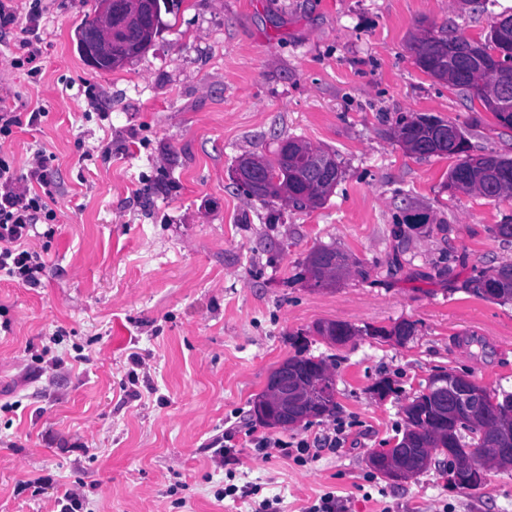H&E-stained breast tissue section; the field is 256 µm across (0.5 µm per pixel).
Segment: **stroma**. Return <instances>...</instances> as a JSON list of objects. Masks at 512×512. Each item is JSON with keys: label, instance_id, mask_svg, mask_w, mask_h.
I'll return each mask as SVG.
<instances>
[{"label": "stroma", "instance_id": "1", "mask_svg": "<svg viewBox=\"0 0 512 512\" xmlns=\"http://www.w3.org/2000/svg\"><path fill=\"white\" fill-rule=\"evenodd\" d=\"M94 2L46 0L35 81L7 63L19 25L0 28V98L46 112L7 150L20 168L52 153L62 191L54 236L33 243L43 287L0 276L14 321L0 330V512H59L78 484L89 512H255L264 499L303 512L330 491L343 512H512V468L472 490L443 466L395 482L368 462L437 373L512 393V302L473 289L512 263V239L492 232L512 199L448 189L451 159L410 156L392 136L400 117L433 114L474 153L512 158V129L410 50L424 29L485 40L512 0H184L110 72L77 50ZM291 137L342 170L321 207L266 204L232 181L239 157ZM414 214L424 223L407 224ZM319 246L362 275L313 287L304 262ZM403 320L415 325L403 344L362 333ZM325 321L361 333L333 344L314 331ZM56 332L65 365L51 385L34 357ZM301 350L334 373L336 407L267 426L256 401ZM339 423L341 448L318 445ZM227 431L238 461L220 467L208 444ZM259 437L309 439L313 455H263ZM22 459L44 479L38 496L17 490ZM230 484L258 492L216 501Z\"/></svg>", "mask_w": 512, "mask_h": 512}]
</instances>
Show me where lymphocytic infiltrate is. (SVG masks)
Listing matches in <instances>:
<instances>
[{
	"label": "lymphocytic infiltrate",
	"instance_id": "f902f5d3",
	"mask_svg": "<svg viewBox=\"0 0 512 512\" xmlns=\"http://www.w3.org/2000/svg\"><path fill=\"white\" fill-rule=\"evenodd\" d=\"M28 16L31 26L14 44L11 65L35 78L42 72L43 40L33 27L43 16L42 0H32ZM43 115L39 107L25 114L15 112L0 99V272L26 288L41 287L46 273V262L32 242L55 233L57 212L49 200L56 171L52 156L38 150L29 159L27 171L19 172L13 156L1 147L12 143L17 129L39 125Z\"/></svg>",
	"mask_w": 512,
	"mask_h": 512
}]
</instances>
